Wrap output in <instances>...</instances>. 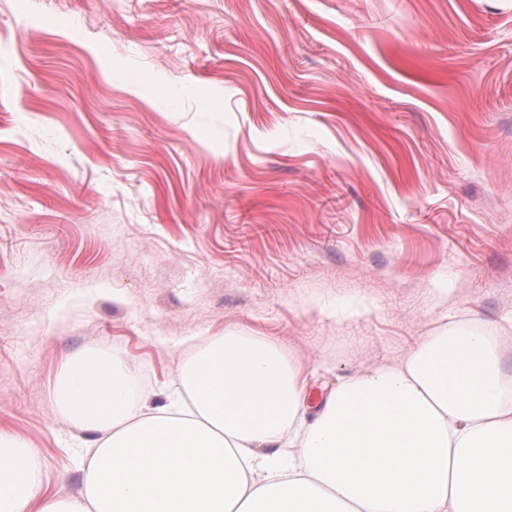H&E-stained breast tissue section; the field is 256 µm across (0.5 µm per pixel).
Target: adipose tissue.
<instances>
[{"label": "adipose tissue", "instance_id": "obj_1", "mask_svg": "<svg viewBox=\"0 0 512 512\" xmlns=\"http://www.w3.org/2000/svg\"><path fill=\"white\" fill-rule=\"evenodd\" d=\"M51 396L95 435L82 491L49 493L36 450L0 431V512H512V374L472 320L345 378L311 420L297 363L234 332L193 347L165 406L99 351Z\"/></svg>", "mask_w": 512, "mask_h": 512}]
</instances>
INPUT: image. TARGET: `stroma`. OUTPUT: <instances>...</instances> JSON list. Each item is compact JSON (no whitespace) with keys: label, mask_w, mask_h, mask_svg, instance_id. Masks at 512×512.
Masks as SVG:
<instances>
[{"label":"stroma","mask_w":512,"mask_h":512,"mask_svg":"<svg viewBox=\"0 0 512 512\" xmlns=\"http://www.w3.org/2000/svg\"><path fill=\"white\" fill-rule=\"evenodd\" d=\"M512 316V0H0V430L78 497L51 390L165 402L261 336L312 401Z\"/></svg>","instance_id":"obj_1"}]
</instances>
